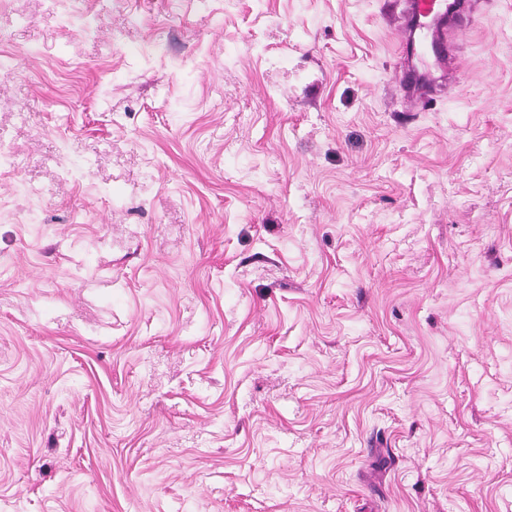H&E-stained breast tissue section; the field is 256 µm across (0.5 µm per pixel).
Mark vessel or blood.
<instances>
[{"instance_id": "vessel-or-blood-1", "label": "vessel or blood", "mask_w": 512, "mask_h": 512, "mask_svg": "<svg viewBox=\"0 0 512 512\" xmlns=\"http://www.w3.org/2000/svg\"><path fill=\"white\" fill-rule=\"evenodd\" d=\"M475 10L476 0H403L398 28L405 35V44L398 84L411 106L425 107L436 90L426 69L414 65V58L426 48L440 68L454 71L455 36Z\"/></svg>"}]
</instances>
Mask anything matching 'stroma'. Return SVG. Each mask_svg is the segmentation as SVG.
I'll use <instances>...</instances> for the list:
<instances>
[{"mask_svg":"<svg viewBox=\"0 0 512 512\" xmlns=\"http://www.w3.org/2000/svg\"><path fill=\"white\" fill-rule=\"evenodd\" d=\"M0 0V512H512V0ZM403 8L398 16V28L405 35L401 53L402 65L398 74V85L404 98L413 107L424 108L431 103L436 84L427 74L410 63V59H421L420 37L430 39L429 52L436 64L448 72V78L455 69V36L464 23L470 21L476 10L475 0H403Z\"/></svg>","mask_w":512,"mask_h":512,"instance_id":"stroma-1","label":"stroma"}]
</instances>
